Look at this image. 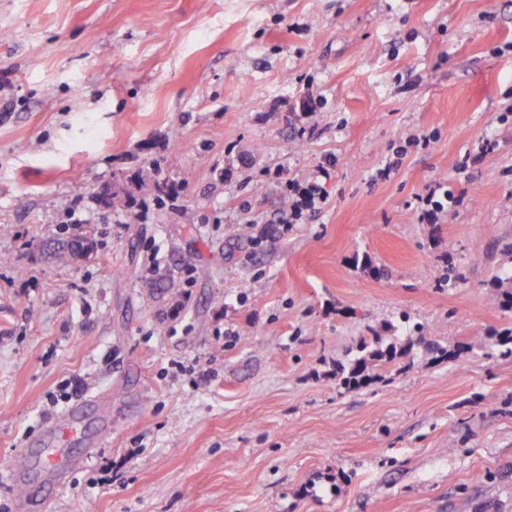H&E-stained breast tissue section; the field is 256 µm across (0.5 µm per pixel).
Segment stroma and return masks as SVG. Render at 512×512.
Wrapping results in <instances>:
<instances>
[{"instance_id":"stroma-1","label":"stroma","mask_w":512,"mask_h":512,"mask_svg":"<svg viewBox=\"0 0 512 512\" xmlns=\"http://www.w3.org/2000/svg\"><path fill=\"white\" fill-rule=\"evenodd\" d=\"M510 269L512 0H0V472L103 397L0 512H512ZM405 320L456 357L341 388ZM329 168L321 165L317 169V174L301 187L299 183L287 182L288 186V223L295 224L293 221L300 219L304 211L315 212L319 210V204L323 197L315 178L319 176H329ZM421 202L424 204V216L428 219H433L438 212H442L448 206L457 203V198L454 196L452 190L448 189V185L438 184L423 197H420ZM92 397L82 399L71 410L60 415L50 426L53 435L64 441L67 438H74L80 430V411L95 403Z\"/></svg>"}]
</instances>
